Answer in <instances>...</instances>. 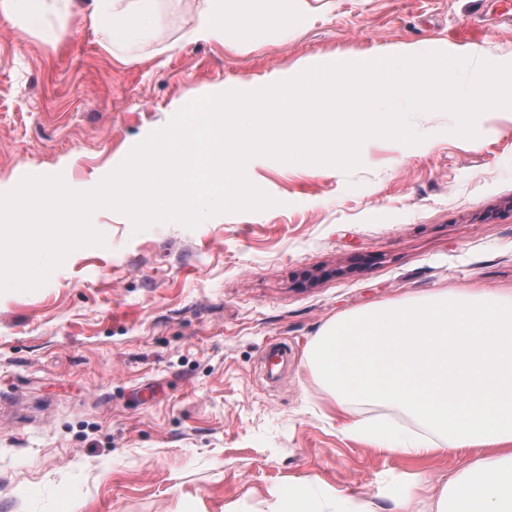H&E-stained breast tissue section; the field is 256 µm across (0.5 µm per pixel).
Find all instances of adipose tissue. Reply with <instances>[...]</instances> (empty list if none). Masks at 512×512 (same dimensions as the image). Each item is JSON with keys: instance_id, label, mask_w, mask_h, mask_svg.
<instances>
[{"instance_id": "ef3b65f1", "label": "adipose tissue", "mask_w": 512, "mask_h": 512, "mask_svg": "<svg viewBox=\"0 0 512 512\" xmlns=\"http://www.w3.org/2000/svg\"><path fill=\"white\" fill-rule=\"evenodd\" d=\"M154 0H91L103 47L143 36ZM45 0H0L20 34L45 29ZM310 19L304 0H198L186 42H235L281 35ZM305 362L337 409L392 405L417 424L379 416L348 432L410 458L482 454L449 477L436 512H512V295L443 288L341 314L308 344ZM271 512H374L371 503L321 489L309 478L280 491Z\"/></svg>"}]
</instances>
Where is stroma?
Listing matches in <instances>:
<instances>
[{
  "instance_id": "1",
  "label": "stroma",
  "mask_w": 512,
  "mask_h": 512,
  "mask_svg": "<svg viewBox=\"0 0 512 512\" xmlns=\"http://www.w3.org/2000/svg\"><path fill=\"white\" fill-rule=\"evenodd\" d=\"M56 33L0 17V192L28 174L87 190L185 104L320 57L410 45L512 62V0H306L311 23L251 48L183 43L197 0H157L148 36L105 49L84 0H46ZM374 138L362 165L258 159L261 212L193 229L97 211L102 247L41 288L0 294V512H268L304 478L376 512H434L467 456L411 460L343 431L304 366L336 315L439 288L512 294V112L482 139ZM288 349L269 377L268 344Z\"/></svg>"
}]
</instances>
